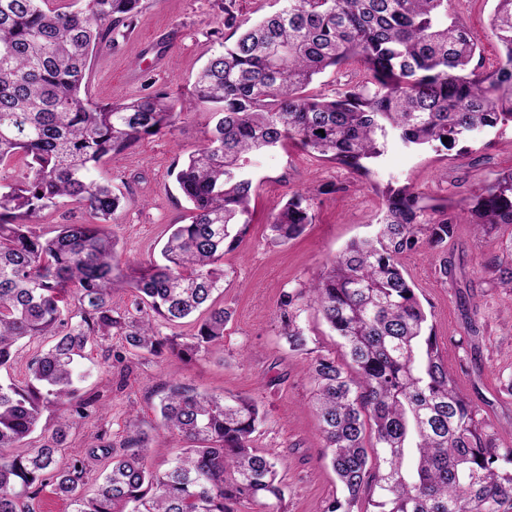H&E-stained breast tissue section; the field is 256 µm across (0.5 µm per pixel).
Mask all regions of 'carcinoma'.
<instances>
[{"mask_svg": "<svg viewBox=\"0 0 512 512\" xmlns=\"http://www.w3.org/2000/svg\"><path fill=\"white\" fill-rule=\"evenodd\" d=\"M449 2L282 0L209 57L188 100L151 92L99 104L87 92L92 57L112 46L118 27L132 26L141 0H0V167L22 162L0 178V370L22 340L54 337L30 362L25 385L0 377V512H26L21 499L48 485L70 512H268L267 500L282 501L276 462L253 445L262 414L248 397L171 384L161 414L185 446L161 473L146 469L134 419L119 446L92 444L66 462L59 450L69 418L37 445L31 436L48 404L85 413L78 358L112 332L143 353L187 359L224 339L231 312L213 294L225 276L220 262L250 224V156L291 140L366 172L390 139L410 150L447 149L512 122V0H495L490 31L503 55L493 71L474 62L475 40ZM352 63L359 68L333 96L308 93L319 75ZM196 108L213 125L175 174L190 222L170 225L163 263L124 274L105 228L121 195L93 173ZM310 201L295 192L273 208V241L303 233ZM69 203L91 220L59 224L48 238L33 230ZM470 223L486 232L512 225V172L478 187ZM455 233L450 217L423 220L419 194L392 191L373 236L347 245L310 287L284 295L289 347H306L298 307H312L353 366L349 374L319 355L309 367L344 492L322 512H353L360 502L375 512H512V447H496L479 409L457 392L399 262L424 247L442 256L439 273L448 276ZM126 285L136 293L134 315L112 309V293ZM200 310L206 316L185 342L156 331L157 319L178 326ZM24 445L21 454L3 452ZM99 458L111 460L110 470L89 495L88 461Z\"/></svg>", "mask_w": 512, "mask_h": 512, "instance_id": "1", "label": "carcinoma"}]
</instances>
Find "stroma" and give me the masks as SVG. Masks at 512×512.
Masks as SVG:
<instances>
[{"label": "stroma", "mask_w": 512, "mask_h": 512, "mask_svg": "<svg viewBox=\"0 0 512 512\" xmlns=\"http://www.w3.org/2000/svg\"><path fill=\"white\" fill-rule=\"evenodd\" d=\"M130 30L93 57L88 94L97 102L123 101L150 91L185 96L207 58L228 38L225 10L238 22H253L279 7L278 0H142ZM493 0H452L451 11L466 21L478 43L485 70H495L501 48L489 20ZM209 112L180 116L165 135L147 136L119 156L106 159L96 175L111 180L125 203L108 226L117 239L124 271L161 258L169 225L184 223L187 204L172 175L177 163L202 145ZM512 170V123L470 134L454 147L410 151L389 144L361 173L286 145L255 156L256 185L251 223L236 250L225 255L226 277L216 292L232 317L223 342L193 360H162L124 347L119 336L92 344L79 365L86 370L79 389L90 407L75 418L65 455L85 453L97 437L120 444L129 417L148 436L145 463L164 471L182 443L165 430L159 414L163 388L181 381L215 394L254 398L265 411L255 433L257 448L278 463L283 512H316L342 491L329 463L315 414L309 365L319 355L341 356L340 340L314 309L298 318L307 337L304 350H291L282 334V298L317 280L352 240L373 233L388 189L418 192L424 219L457 218L446 258L425 249L403 255L439 339L458 390L480 409L494 444L512 446V292L494 270L512 256V226L476 232L469 222L477 187ZM336 185V192L321 188ZM314 189V220L284 245L270 241L273 206L292 193ZM447 275H440V261ZM123 361H116L115 352Z\"/></svg>", "instance_id": "35a3bbf8"}]
</instances>
